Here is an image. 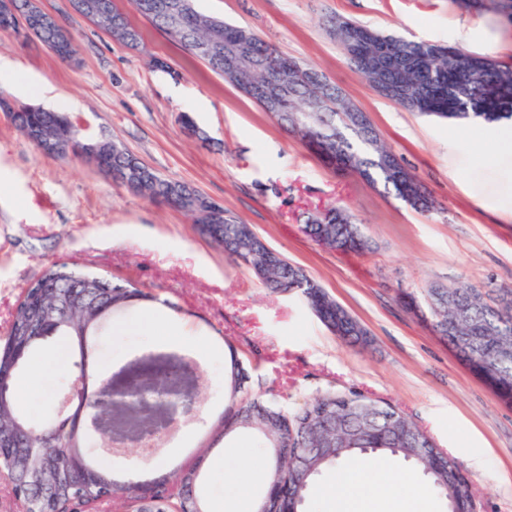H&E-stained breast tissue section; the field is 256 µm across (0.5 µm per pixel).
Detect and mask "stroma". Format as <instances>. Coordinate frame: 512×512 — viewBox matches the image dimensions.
<instances>
[{
  "label": "stroma",
  "instance_id": "obj_1",
  "mask_svg": "<svg viewBox=\"0 0 512 512\" xmlns=\"http://www.w3.org/2000/svg\"><path fill=\"white\" fill-rule=\"evenodd\" d=\"M142 34L139 48L112 38L71 0H41L70 33L77 63L37 39L0 31V56L15 69L0 95L70 113L84 135L108 136L165 178L224 205L273 249L302 266L365 327L366 345L328 330L301 298L276 293L204 238L182 212L136 194L82 158L41 154L0 113V337L24 291L50 266L74 264L129 281L142 300L115 313L96 348L112 376L161 350L168 324L182 325L175 350L192 351L201 392L183 433L154 456L130 445L100 452L119 475L136 466L137 484L169 475L173 450L206 447V500L234 493L255 499L265 460L244 431L220 435L234 396L231 361L247 364L246 397L291 411L324 392L356 391L395 406L464 464L477 512H512V404L473 375L404 296L423 299L433 284L465 281L512 289V192L486 159L499 124L460 126L404 111L379 96L350 66L327 22L342 16L383 32L463 47L512 66V24L456 0H196L197 8L252 30L285 55L311 63L367 112L381 138L425 184L437 211L411 209L383 188L341 176L289 135L234 85L187 53L130 0H116ZM58 96L43 101L40 85ZM189 115L199 129L183 127ZM346 207L370 242L363 254L323 247L301 230L306 214ZM162 305L164 320L145 315ZM40 367L19 387L35 426L57 415L75 375L61 337L34 353ZM486 459L469 468L472 456Z\"/></svg>",
  "mask_w": 512,
  "mask_h": 512
}]
</instances>
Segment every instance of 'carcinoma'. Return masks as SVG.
Returning a JSON list of instances; mask_svg holds the SVG:
<instances>
[{
	"instance_id": "obj_1",
	"label": "carcinoma",
	"mask_w": 512,
	"mask_h": 512,
	"mask_svg": "<svg viewBox=\"0 0 512 512\" xmlns=\"http://www.w3.org/2000/svg\"><path fill=\"white\" fill-rule=\"evenodd\" d=\"M108 14L97 20L102 28L132 48L140 44V33L113 0H106ZM139 12L157 24L174 42L196 54L195 45L205 42L212 34L224 43V35L247 40L250 50L265 59L278 50L255 32L221 19L206 15L187 3L178 27H169L168 6L172 0H132ZM385 38L400 56L417 58L405 74L388 73L391 80H401L422 90L435 91L439 80L452 82L459 88V98L448 104L441 94L435 95L426 115L454 123L482 120L488 123L512 119V67L491 57L470 51L461 54H437L428 51L427 41L387 34ZM216 74L236 86L247 84L260 88L264 80L251 74H239L231 65L219 58L218 63L207 61ZM290 96L278 109L261 106L283 127L293 125L294 116L309 110L306 96L309 89L302 75L288 74ZM335 103L321 112H312L306 124L299 129L300 138L316 137L321 140L330 158L340 164L337 171L356 173L366 181L382 183L415 210L429 212L434 202L420 195L416 189L399 181L381 162V153L390 150L379 138L366 113L354 119L342 111L344 94L333 87ZM11 118L17 130L28 138L39 134L45 138L68 144L78 139L80 131L64 112H55L32 105L14 104L0 108ZM103 154L112 169L139 172L133 192L162 204L171 195H179L178 208L199 223L198 216L211 207L212 200L186 183L163 178L144 164L127 148L109 138L99 140ZM320 222L307 216L305 233L317 242H325L344 253H361L367 241L351 216L340 207L322 213ZM257 237L253 228L232 212L224 211V224L210 236L230 255L239 257L244 238ZM261 280L270 288L300 294L311 310L324 323L334 322L333 333L349 342H361L367 330L347 309L339 304L320 284L299 265L281 257L270 267ZM509 291L502 290L492 302L484 300L483 293L468 284L453 287L435 285L427 289L428 310L440 323L454 327L446 335L448 344L463 363L477 361L494 376L504 391L512 389V304L503 307L502 298ZM142 296L132 285H121L111 278L55 264L26 289V297L15 309L8 333L0 339V373L13 378L27 365L43 333L50 331L64 337L75 357V366L82 371L95 372L91 357L97 336L111 320L112 312L126 307L128 302ZM236 412L243 414L247 426L243 430L263 449L268 462V480L282 469L288 474V492L283 507L293 512H306L305 505L312 486L320 478L336 471L342 461H356L368 455L393 456L411 462L427 479L432 489L445 501L447 512H458L472 499L469 484L457 480L458 460L433 445L429 436L415 422L395 407L371 399L361 393H325L307 401L300 408L286 412L273 410L257 400L242 401ZM112 419V427L98 431L100 446H112L113 429L133 425L139 430L152 427L153 417L142 416L135 407L126 404L109 405L77 399L70 414L61 422H46L42 433L48 434L58 427L68 428V447L60 452L34 454L30 446H39V439L27 436L30 420L22 411L15 388L0 399V443L3 444L4 464L12 469L17 493L25 500L29 512H47L52 505L75 497L89 499H118L131 497L133 486L118 480L112 471L103 468L87 445L86 422L89 416ZM274 416L280 424L281 447L288 454L276 456L273 438L266 431V416ZM40 468L42 483L30 485L21 474L27 469ZM188 475L173 482V491L159 492L160 508L171 512H196L205 508L202 495L197 491L200 473L197 463L184 467Z\"/></svg>"
}]
</instances>
